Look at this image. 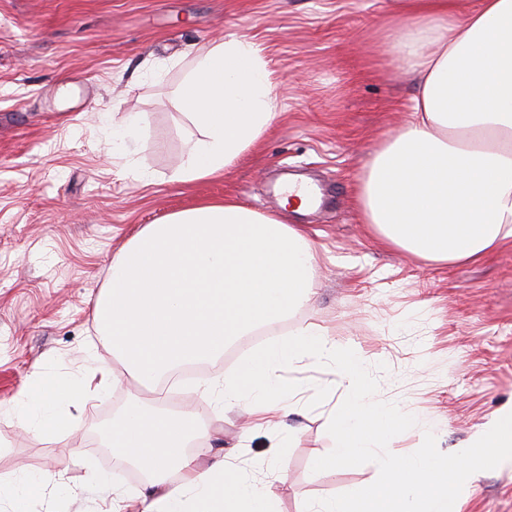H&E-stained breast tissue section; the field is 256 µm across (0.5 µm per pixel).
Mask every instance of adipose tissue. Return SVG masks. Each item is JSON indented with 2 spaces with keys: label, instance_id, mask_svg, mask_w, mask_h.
<instances>
[{
  "label": "adipose tissue",
  "instance_id": "1",
  "mask_svg": "<svg viewBox=\"0 0 512 512\" xmlns=\"http://www.w3.org/2000/svg\"><path fill=\"white\" fill-rule=\"evenodd\" d=\"M416 20L394 54L418 79L413 118L383 141L358 179L361 221L385 244L431 264L473 261L512 237V0H403ZM274 86L260 49L230 37L189 68L177 89L196 128L176 177L224 173L257 144L275 118ZM317 251L304 228L224 200L143 226L112 259L110 284L94 317L122 372L102 363L63 381L32 374L16 401L18 418L55 437L70 431L69 407L105 395L121 376L159 388L183 366L223 353L253 329L284 319L312 295ZM307 359L336 368L347 399L326 410L330 446L317 467L332 473L377 457L379 478L352 497L327 494L306 512H457L472 479V449L512 447V411L494 416L469 447L436 466L431 454L405 457L394 442L432 435L412 410L376 399L359 355L315 326L245 352L236 372L212 384L225 410L245 409L250 426L277 434L296 393L285 367ZM190 410L129 404L104 440L146 479L134 498L113 487L115 512H280L282 457L248 470L206 444ZM63 474L0 480L17 502L64 485Z\"/></svg>",
  "mask_w": 512,
  "mask_h": 512
}]
</instances>
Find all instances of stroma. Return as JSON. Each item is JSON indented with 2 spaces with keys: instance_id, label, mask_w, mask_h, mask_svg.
<instances>
[{
  "instance_id": "1",
  "label": "stroma",
  "mask_w": 512,
  "mask_h": 512,
  "mask_svg": "<svg viewBox=\"0 0 512 512\" xmlns=\"http://www.w3.org/2000/svg\"><path fill=\"white\" fill-rule=\"evenodd\" d=\"M412 20L400 0H0V476L62 471L66 487L30 500L28 512H110L112 495L85 482L105 475L129 494L141 480L97 439L98 419L130 400L190 406L213 447L239 446L261 462L265 431L241 440L237 413L220 412L204 386L232 370L258 331L161 390L132 379L71 409L61 437L23 430L14 411L35 371L66 379L113 363L94 304L118 249L141 227L210 201L232 199L304 225L320 258L311 302L274 325H316L356 350L387 407L418 409L434 438L395 443L403 455L451 459L493 415L512 410V241L484 261L435 266L368 235L354 206L372 152L412 113L416 79L392 54ZM257 44L271 72L277 116L223 175L175 179L197 137L173 92L184 70L227 35ZM145 120L128 148L112 121ZM287 172L316 180L320 207L282 210L272 186ZM288 416L280 512H304L333 492L357 493L379 475L370 457L325 477L317 395L337 389L332 367L307 360ZM460 512H512V467L486 459Z\"/></svg>"
}]
</instances>
